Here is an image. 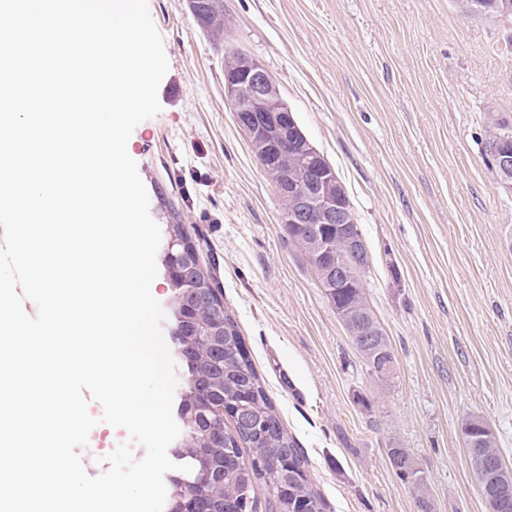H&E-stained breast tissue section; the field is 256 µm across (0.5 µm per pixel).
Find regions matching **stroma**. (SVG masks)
Here are the masks:
<instances>
[{"mask_svg": "<svg viewBox=\"0 0 512 512\" xmlns=\"http://www.w3.org/2000/svg\"><path fill=\"white\" fill-rule=\"evenodd\" d=\"M187 3L148 0L169 71L128 153L152 218L175 210L199 242L328 512H415L392 445L420 463L433 512H490L462 428L483 418L512 465V189L486 151L512 127V24L461 0H224L219 41ZM229 50L264 66L347 192L388 385L285 237L224 100Z\"/></svg>", "mask_w": 512, "mask_h": 512, "instance_id": "stroma-1", "label": "stroma"}]
</instances>
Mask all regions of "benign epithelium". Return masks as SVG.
<instances>
[{
    "mask_svg": "<svg viewBox=\"0 0 512 512\" xmlns=\"http://www.w3.org/2000/svg\"><path fill=\"white\" fill-rule=\"evenodd\" d=\"M224 98L231 104L236 125L246 134L250 145L261 154L259 162L267 169H278L288 161L280 148L283 143L294 151L305 171L315 176L316 182L306 191L292 179L277 183L276 192L281 197H292L295 210L281 217L283 224H307L310 217H317L321 224L336 225V238H341L343 228L355 223L354 212L341 182L335 179L326 157L304 136L288 104L263 65L257 60L237 52L224 56ZM346 255L353 259L354 267L363 265V253L355 239H345ZM344 255V256H346ZM344 256L336 255L335 267L323 272L325 279L336 280L338 288H361V275L349 271ZM492 434L489 425L476 430L463 426L466 445L474 448L483 436ZM483 474L492 477L494 486L488 495L498 507H507L512 496V469L502 460H485L480 464Z\"/></svg>",
    "mask_w": 512,
    "mask_h": 512,
    "instance_id": "benign-epithelium-1",
    "label": "benign epithelium"
}]
</instances>
